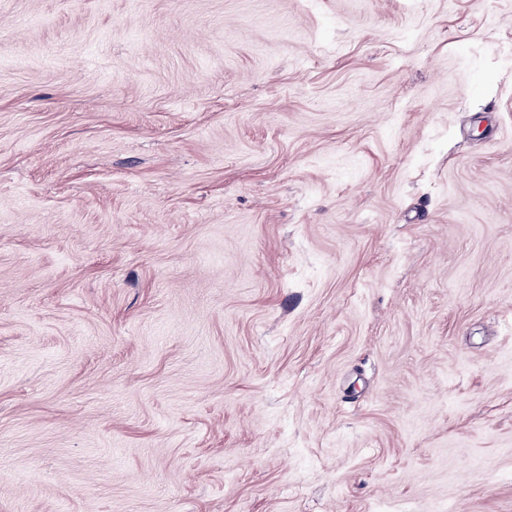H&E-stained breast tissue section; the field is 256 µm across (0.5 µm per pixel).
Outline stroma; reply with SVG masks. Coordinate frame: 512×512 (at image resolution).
Wrapping results in <instances>:
<instances>
[{
	"label": "stroma",
	"instance_id": "obj_1",
	"mask_svg": "<svg viewBox=\"0 0 512 512\" xmlns=\"http://www.w3.org/2000/svg\"><path fill=\"white\" fill-rule=\"evenodd\" d=\"M0 512H512V0H0Z\"/></svg>",
	"mask_w": 512,
	"mask_h": 512
}]
</instances>
